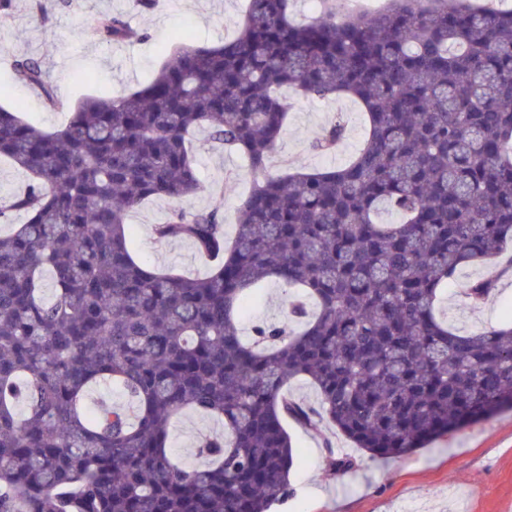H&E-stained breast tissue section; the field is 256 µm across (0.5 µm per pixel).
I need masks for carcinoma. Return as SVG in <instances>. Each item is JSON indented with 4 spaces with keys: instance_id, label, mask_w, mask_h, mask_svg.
I'll return each mask as SVG.
<instances>
[{
    "instance_id": "obj_1",
    "label": "carcinoma",
    "mask_w": 512,
    "mask_h": 512,
    "mask_svg": "<svg viewBox=\"0 0 512 512\" xmlns=\"http://www.w3.org/2000/svg\"><path fill=\"white\" fill-rule=\"evenodd\" d=\"M322 4L297 24L290 0H248L234 38L181 45L148 85L85 96L52 132L0 107V157L29 176L0 199V218L26 216L0 235V512H269L290 491L288 417L392 459L512 406V318L462 334L439 311L463 266L512 242V10L387 0L340 19ZM87 30L144 36L121 13ZM14 77L57 105L32 58ZM285 89L361 104L368 131L348 163L269 171ZM199 128L246 159L250 190L230 238L217 208L155 225L217 259L206 276L150 269L127 212L206 190L187 145ZM345 137L338 120L310 148ZM507 272L467 283L470 304ZM269 279L301 290L290 319L244 336L241 300ZM297 377L317 404L285 393ZM103 382L128 403L90 416ZM185 409L224 421L195 468L167 444ZM353 466L328 446L327 477Z\"/></svg>"
}]
</instances>
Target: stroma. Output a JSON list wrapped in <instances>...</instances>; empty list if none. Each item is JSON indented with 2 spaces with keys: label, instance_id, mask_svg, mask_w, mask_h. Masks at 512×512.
I'll use <instances>...</instances> for the list:
<instances>
[{
  "label": "stroma",
  "instance_id": "obj_1",
  "mask_svg": "<svg viewBox=\"0 0 512 512\" xmlns=\"http://www.w3.org/2000/svg\"><path fill=\"white\" fill-rule=\"evenodd\" d=\"M40 1L42 7L36 10L33 0H14L9 16H0V106L21 112L49 131L65 125L70 106L84 96H118L148 81L177 40L211 46L233 38L246 5V0H159L158 9L143 15L131 0ZM112 13L126 15L132 27L144 31V39L106 44L87 35L90 18ZM19 54L42 64L56 89L58 108L47 107L36 92L15 80L12 61ZM338 120L345 122L347 133L336 151H311V141ZM366 129L364 112L349 97H293L270 171L277 175L342 166L359 149ZM191 149L207 191L182 200V207L219 209L226 233H234L237 209L251 183L243 160L214 146L204 130L196 133ZM171 207V201L152 199L129 211L127 231L136 258L159 270L205 275L212 261L191 243L155 238V225L164 221ZM486 273L483 266L465 267L458 284L449 288L441 314L456 331L470 333L512 316V276L501 278L495 294L480 307H471L464 296L463 283ZM285 300L282 283L268 280L247 299L240 316L242 332H250L257 321L283 317ZM222 430L217 419L183 411L172 420L169 450L182 466H196L197 439ZM287 430L296 454L290 472L293 492L274 504L271 512H512V410L435 438L389 461L353 447L328 424L309 430L291 420ZM330 443L337 455L356 462L354 468L333 479L323 470Z\"/></svg>",
  "mask_w": 512,
  "mask_h": 512
}]
</instances>
